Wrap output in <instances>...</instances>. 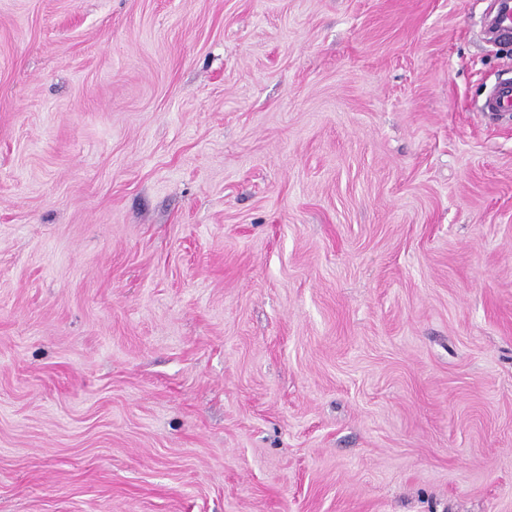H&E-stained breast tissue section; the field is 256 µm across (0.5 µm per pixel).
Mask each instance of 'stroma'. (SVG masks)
Returning a JSON list of instances; mask_svg holds the SVG:
<instances>
[{
  "mask_svg": "<svg viewBox=\"0 0 512 512\" xmlns=\"http://www.w3.org/2000/svg\"><path fill=\"white\" fill-rule=\"evenodd\" d=\"M493 0H0V512H512Z\"/></svg>",
  "mask_w": 512,
  "mask_h": 512,
  "instance_id": "stroma-1",
  "label": "stroma"
}]
</instances>
